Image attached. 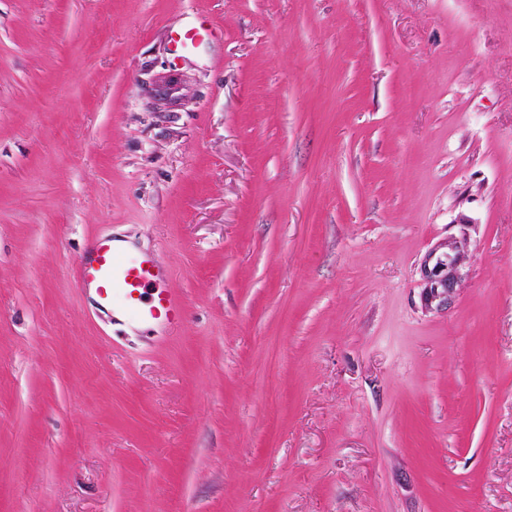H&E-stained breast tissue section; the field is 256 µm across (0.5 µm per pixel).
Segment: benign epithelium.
<instances>
[{
  "label": "benign epithelium",
  "mask_w": 512,
  "mask_h": 512,
  "mask_svg": "<svg viewBox=\"0 0 512 512\" xmlns=\"http://www.w3.org/2000/svg\"><path fill=\"white\" fill-rule=\"evenodd\" d=\"M468 260L465 238L452 239L447 242L445 251H434L428 255L422 269L426 304H433L438 308L450 307Z\"/></svg>",
  "instance_id": "obj_1"
}]
</instances>
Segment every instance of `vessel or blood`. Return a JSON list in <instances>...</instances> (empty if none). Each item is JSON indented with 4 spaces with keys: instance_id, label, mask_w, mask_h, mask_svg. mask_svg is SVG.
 <instances>
[{
    "instance_id": "b4317fda",
    "label": "vessel or blood",
    "mask_w": 512,
    "mask_h": 512,
    "mask_svg": "<svg viewBox=\"0 0 512 512\" xmlns=\"http://www.w3.org/2000/svg\"><path fill=\"white\" fill-rule=\"evenodd\" d=\"M167 279V271L151 256L126 251L110 238L97 241L77 271L81 287L95 288L102 300L141 324L184 320L185 303L170 291Z\"/></svg>"
}]
</instances>
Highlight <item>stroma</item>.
Returning <instances> with one entry per match:
<instances>
[{
  "mask_svg": "<svg viewBox=\"0 0 512 512\" xmlns=\"http://www.w3.org/2000/svg\"><path fill=\"white\" fill-rule=\"evenodd\" d=\"M0 512H512V0H0ZM466 232L462 240H448L446 251L431 252L424 262L422 274L425 281V302L437 308H449L462 278V271L469 260ZM115 240L97 241L78 267L82 288L95 287L99 297L123 309L133 322L178 324L186 316L184 301L167 288L168 273L147 254L131 253Z\"/></svg>",
  "mask_w": 512,
  "mask_h": 512,
  "instance_id": "1",
  "label": "stroma"
}]
</instances>
